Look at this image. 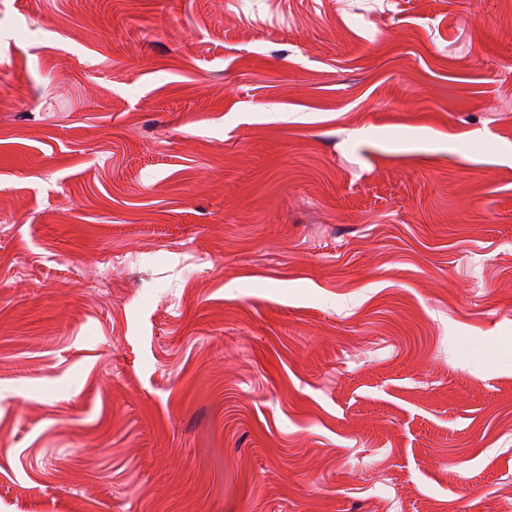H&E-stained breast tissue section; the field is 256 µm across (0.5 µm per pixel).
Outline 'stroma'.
<instances>
[{"label": "stroma", "instance_id": "obj_1", "mask_svg": "<svg viewBox=\"0 0 512 512\" xmlns=\"http://www.w3.org/2000/svg\"><path fill=\"white\" fill-rule=\"evenodd\" d=\"M497 0H0V512H512Z\"/></svg>", "mask_w": 512, "mask_h": 512}]
</instances>
